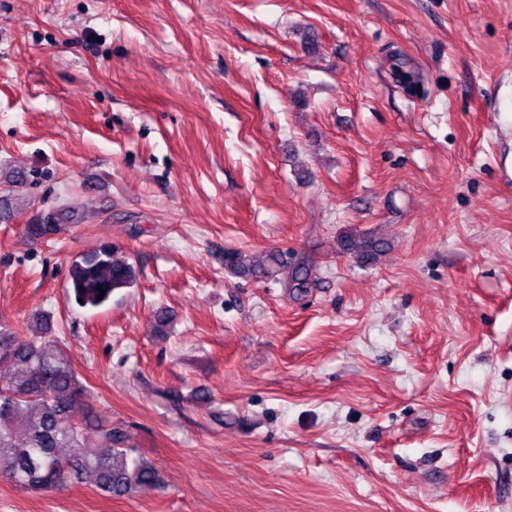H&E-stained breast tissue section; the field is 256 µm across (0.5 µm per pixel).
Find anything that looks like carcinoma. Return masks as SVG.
Listing matches in <instances>:
<instances>
[{"label": "carcinoma", "mask_w": 512, "mask_h": 512, "mask_svg": "<svg viewBox=\"0 0 512 512\" xmlns=\"http://www.w3.org/2000/svg\"><path fill=\"white\" fill-rule=\"evenodd\" d=\"M398 81L409 96L421 90L418 71L402 62ZM60 225L50 220L26 226L32 239H48ZM340 248L376 260L384 242L370 235H346ZM224 270L242 278L274 279L286 292L302 294L313 281L314 267L303 257L285 263L274 254L257 264L235 248L224 250ZM136 269L119 248L101 243L72 260L67 299L97 308L112 292L131 287ZM16 366V375L0 383V477L31 492L48 491L86 474L97 489L126 496L156 487L159 473L130 444L119 425L80 410L90 394L64 354L57 336L22 338L0 324V361Z\"/></svg>", "instance_id": "1"}]
</instances>
